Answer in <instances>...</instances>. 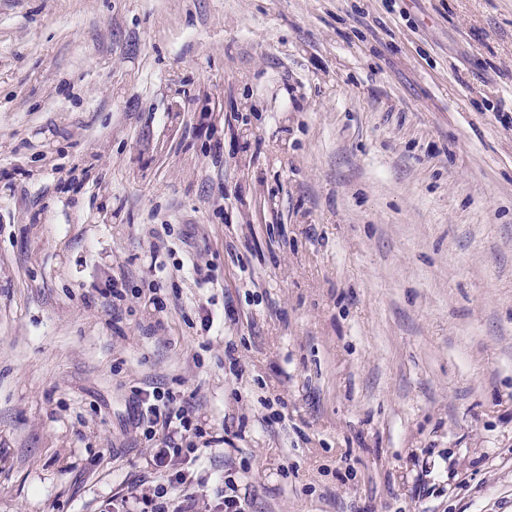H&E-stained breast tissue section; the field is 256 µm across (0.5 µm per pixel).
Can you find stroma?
I'll list each match as a JSON object with an SVG mask.
<instances>
[{"label": "stroma", "mask_w": 512, "mask_h": 512, "mask_svg": "<svg viewBox=\"0 0 512 512\" xmlns=\"http://www.w3.org/2000/svg\"><path fill=\"white\" fill-rule=\"evenodd\" d=\"M147 386L198 496L512 512V0H0V512L152 494ZM158 389L153 387L152 391L139 392L135 403L136 420L137 428L142 427L146 438L151 440L164 435L163 446L152 456L151 464L155 470L166 473V478L155 486L151 498L144 497L137 503L143 505L140 512H195L192 509L196 497L184 492L195 480L191 467L197 450L194 439L206 433L185 397ZM176 463L182 467L174 468Z\"/></svg>", "instance_id": "obj_1"}]
</instances>
